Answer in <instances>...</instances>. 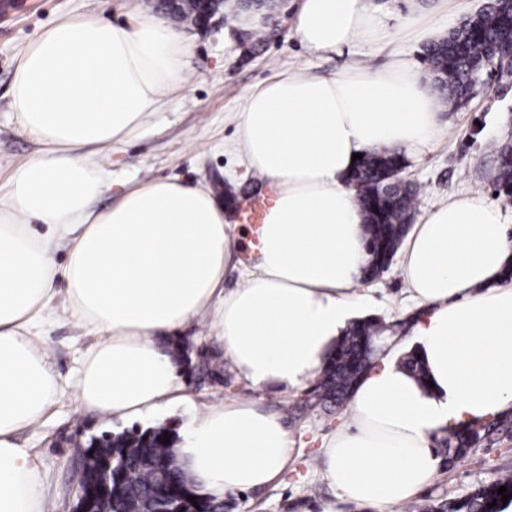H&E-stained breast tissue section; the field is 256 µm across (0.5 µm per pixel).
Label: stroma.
I'll return each mask as SVG.
<instances>
[{
	"instance_id": "obj_1",
	"label": "stroma",
	"mask_w": 512,
	"mask_h": 512,
	"mask_svg": "<svg viewBox=\"0 0 512 512\" xmlns=\"http://www.w3.org/2000/svg\"><path fill=\"white\" fill-rule=\"evenodd\" d=\"M154 0H27L20 11L0 14V184L35 151L32 137L17 125L12 113L10 84L20 50L38 31L64 14L91 15L114 23L128 21L135 12L150 11ZM299 0H282L262 28L264 44L253 55L231 40L232 19H219L209 30L183 24L179 30L189 43L193 77L184 90L166 97L163 114L127 143L107 154L112 185L98 200L106 208L117 202L126 187L145 176L175 177L202 184L216 198L230 194L237 204L267 193L268 184L247 170L238 142L239 113L245 94L272 75L274 69L301 67L314 76L333 75L347 60L331 51L312 54L295 37L291 21ZM476 95L463 107L444 112L442 133L432 153L407 161L402 180L416 186L415 215L470 191L493 197L499 150L512 145V74L483 73ZM370 317L381 320L383 332L406 338L418 312L402 281L397 263L360 289ZM183 342L201 350L221 369L219 381L181 377L199 400L253 399L262 408L284 416L292 441L291 458L281 476L270 485L246 494L226 497L224 512H322L335 503L337 512H376L336 503L335 492L318 466L321 446L346 421L345 407L323 406L307 389L291 393L251 388L236 375L223 350L196 323L181 329ZM90 340L73 322L62 319L50 329L49 344L58 372L73 376ZM104 427L90 413L78 411L73 400L57 404L41 425L22 439L40 457L49 482L50 512H72L76 496L72 478L79 466L78 450ZM512 473V436L498 434L481 441L470 454L454 463H441L435 477L401 512L417 506L461 498L477 488Z\"/></svg>"
}]
</instances>
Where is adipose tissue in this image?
I'll return each mask as SVG.
<instances>
[{"label":"adipose tissue","mask_w":512,"mask_h":512,"mask_svg":"<svg viewBox=\"0 0 512 512\" xmlns=\"http://www.w3.org/2000/svg\"><path fill=\"white\" fill-rule=\"evenodd\" d=\"M293 30L309 51L353 61L328 77L283 70L246 94L240 146L276 201L256 263L230 291L238 235L208 188L154 179L93 206L112 184L101 154L186 85L188 49L169 20L63 15L17 57L12 105L38 149L0 193V512H48L39 455L19 435L61 397L124 422L192 404L169 353L171 332L192 321L209 324L257 389L294 390L329 365L363 308L354 290L369 258L352 156L389 148L419 160L441 132L437 92L415 57L378 68L365 58L442 28L375 0H300ZM511 265V206L473 191L419 217L398 269L421 309L412 334L424 375L385 350L359 380L320 454L340 502L408 503L437 471L435 437L512 410ZM62 317L92 339L70 380L46 342ZM176 453L197 492L220 500L279 477L290 439L279 415L229 399L204 406Z\"/></svg>","instance_id":"obj_1"}]
</instances>
